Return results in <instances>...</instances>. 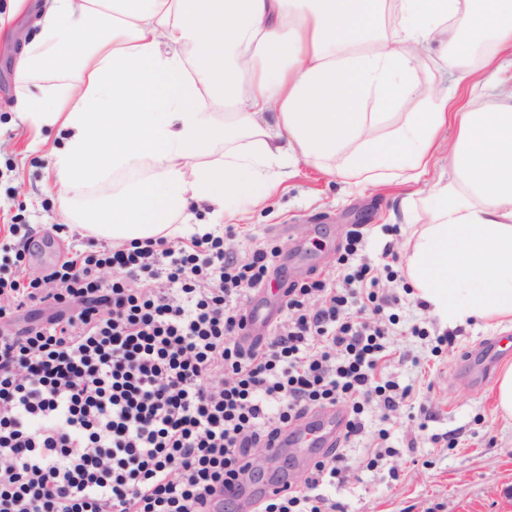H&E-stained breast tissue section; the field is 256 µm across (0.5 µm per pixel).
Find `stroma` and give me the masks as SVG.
I'll return each instance as SVG.
<instances>
[{
	"mask_svg": "<svg viewBox=\"0 0 512 512\" xmlns=\"http://www.w3.org/2000/svg\"><path fill=\"white\" fill-rule=\"evenodd\" d=\"M34 17L23 15L15 33L33 35ZM12 33V34H15ZM12 34H0V243L23 255L29 277L45 271L88 238L63 223L53 194L48 152L63 137L58 129L35 131L13 107L15 44ZM448 131L426 172L418 181L348 186L314 168L298 165L278 192L259 208L233 222L238 235L233 246L249 251L268 242L278 247L274 279L298 281L310 273L335 275L338 249L353 225H363V261L381 265L383 252L405 256V241L413 227L406 224L401 198L410 192L427 194L447 168ZM17 233H9L10 224ZM406 277L394 287L400 295L397 323L388 338L392 355L385 375L402 387H412L422 413L401 409L382 420L376 408L365 413V431L348 443L342 481L319 488L325 498L343 505L344 512H512V425L495 409V375L473 379L460 365L470 351L511 336L508 329L481 326L447 328L428 308L407 293ZM429 329L431 336H412V325ZM452 333L454 345L435 351V338ZM388 429L391 454L374 470L362 461L379 429ZM454 438L447 447L446 438Z\"/></svg>",
	"mask_w": 512,
	"mask_h": 512,
	"instance_id": "obj_1",
	"label": "stroma"
}]
</instances>
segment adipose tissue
<instances>
[{
    "instance_id": "adipose-tissue-1",
    "label": "adipose tissue",
    "mask_w": 512,
    "mask_h": 512,
    "mask_svg": "<svg viewBox=\"0 0 512 512\" xmlns=\"http://www.w3.org/2000/svg\"><path fill=\"white\" fill-rule=\"evenodd\" d=\"M37 28L16 109L66 131L51 190L76 227L116 244L213 233L299 162L412 182L453 119L447 174L401 201L407 223L427 216L408 281L444 323L512 325V86L496 79L512 0H40ZM437 70L493 104L432 91L392 124Z\"/></svg>"
}]
</instances>
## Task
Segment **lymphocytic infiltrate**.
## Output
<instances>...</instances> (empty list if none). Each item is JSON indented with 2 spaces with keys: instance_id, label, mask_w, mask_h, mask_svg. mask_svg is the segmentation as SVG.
<instances>
[{
  "instance_id": "1",
  "label": "lymphocytic infiltrate",
  "mask_w": 512,
  "mask_h": 512,
  "mask_svg": "<svg viewBox=\"0 0 512 512\" xmlns=\"http://www.w3.org/2000/svg\"><path fill=\"white\" fill-rule=\"evenodd\" d=\"M235 235L91 239L39 280L0 256V324L37 317L0 334V512H208L310 412L342 408L347 443L368 404L388 418L411 401L383 376L397 273L356 263L361 228L336 276L290 284L283 317L253 343L245 298L279 252L235 251ZM342 462L331 450L254 512H343L318 492Z\"/></svg>"
}]
</instances>
